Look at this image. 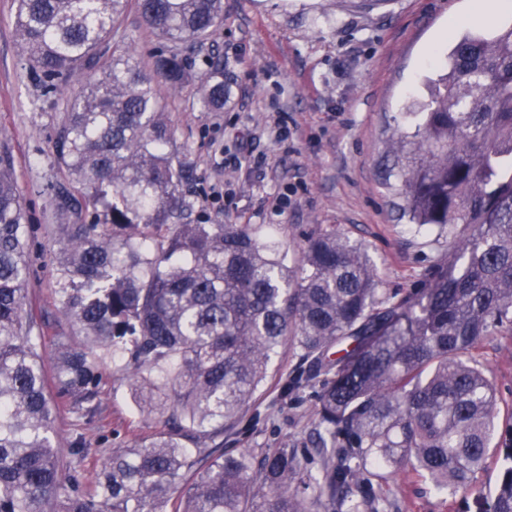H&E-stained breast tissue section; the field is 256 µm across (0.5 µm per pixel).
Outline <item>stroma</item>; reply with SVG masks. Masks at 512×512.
I'll return each instance as SVG.
<instances>
[{
	"instance_id": "35a3bbf8",
	"label": "stroma",
	"mask_w": 512,
	"mask_h": 512,
	"mask_svg": "<svg viewBox=\"0 0 512 512\" xmlns=\"http://www.w3.org/2000/svg\"><path fill=\"white\" fill-rule=\"evenodd\" d=\"M16 0H0V147L13 158L14 177L30 226L27 298L44 336L65 322L54 294L56 197L66 178L55 151L66 98L45 93L16 37ZM493 33L512 23V9L474 17L471 0H224V22L197 50L192 76L164 90L172 152L191 168L183 187L188 224H251L275 237L289 264L307 238L334 231L362 244L376 268L379 295L421 287L448 255V236L409 224L389 185L388 142L407 108L421 99L424 75L441 68L451 22ZM120 50L151 63L160 42L136 10L123 22ZM224 63V109L204 111L200 87L210 55ZM471 356L496 388V433L512 427V335L497 334ZM99 413L61 412L53 432L60 456L83 436L81 468L93 482L109 448L132 434L155 432L140 419L133 388L112 362L101 367ZM315 418L310 396L289 401L260 422L250 447L306 438ZM399 512H464L428 485L394 476Z\"/></svg>"
}]
</instances>
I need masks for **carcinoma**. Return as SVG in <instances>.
<instances>
[{"label": "carcinoma", "mask_w": 512, "mask_h": 512, "mask_svg": "<svg viewBox=\"0 0 512 512\" xmlns=\"http://www.w3.org/2000/svg\"><path fill=\"white\" fill-rule=\"evenodd\" d=\"M129 0H17L28 67L64 93L57 141L56 296L82 340L45 337L27 306L31 263L10 153L0 151V512H363L400 471L455 497L496 455V487L474 512H512V437L493 441L497 398L465 357L512 335V25L454 26L447 69L426 79L414 131H397L390 175L410 223L470 229L424 287L383 300L362 245L308 239L298 264L247 224H181L187 168L174 162L159 82L177 89L224 21V0H134L168 49L150 66L117 52ZM200 103L224 111V63ZM350 341L337 358L330 349ZM293 347L283 400L316 401L308 437L224 448L272 357ZM136 378L161 423L105 457L83 485L52 444L63 409L99 411L101 364Z\"/></svg>", "instance_id": "obj_1"}]
</instances>
